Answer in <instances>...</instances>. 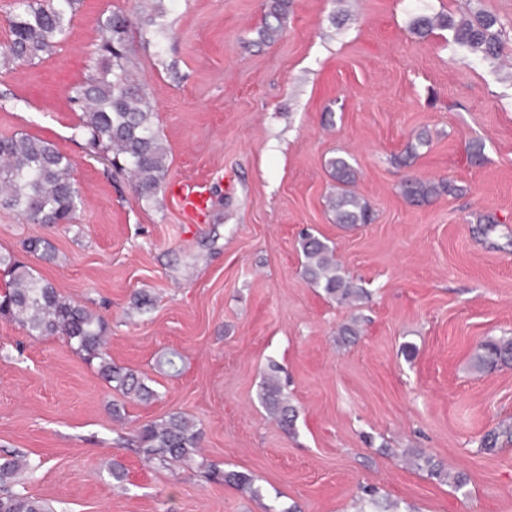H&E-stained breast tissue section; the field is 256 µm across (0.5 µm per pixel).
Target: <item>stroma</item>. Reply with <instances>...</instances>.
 Returning a JSON list of instances; mask_svg holds the SVG:
<instances>
[{"instance_id": "obj_1", "label": "stroma", "mask_w": 512, "mask_h": 512, "mask_svg": "<svg viewBox=\"0 0 512 512\" xmlns=\"http://www.w3.org/2000/svg\"><path fill=\"white\" fill-rule=\"evenodd\" d=\"M140 5L82 0L53 55L0 73V135L52 142L83 199L72 224L0 208V252L101 316L113 363L158 393L113 417L120 396L97 365L0 317V457L42 463L19 491L57 512H356L367 486L413 512H512V367H472L482 342L512 336V247L501 230L473 232L483 216L512 227V0H291L284 36L259 49L266 0H164L171 37L160 50L135 38L133 55L169 149L166 182L210 184L199 223L167 192L139 198L74 135L71 91L102 17ZM419 7L495 14L500 61L466 58L448 30L414 35ZM421 134L413 165L394 164ZM345 153L372 223L344 227L327 208L326 162ZM410 175L461 192L416 205L401 191ZM306 229L335 245L363 300L308 282ZM33 239L46 250L27 252ZM355 315L359 336L339 342ZM172 350L176 374L158 365ZM271 359L298 411L292 435L257 399ZM173 412L194 421L199 453L159 468L127 440ZM491 433L496 447H483ZM413 452L465 485L411 467ZM225 470L260 476V497Z\"/></svg>"}]
</instances>
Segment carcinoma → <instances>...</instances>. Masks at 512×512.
Wrapping results in <instances>:
<instances>
[{
	"label": "carcinoma",
	"instance_id": "carcinoma-1",
	"mask_svg": "<svg viewBox=\"0 0 512 512\" xmlns=\"http://www.w3.org/2000/svg\"><path fill=\"white\" fill-rule=\"evenodd\" d=\"M163 0H155L152 10L133 20L123 11H112L100 22V39L91 74L72 90L71 102L81 112L76 135L86 149L104 155L108 163L127 172L137 195L149 199L161 189L168 157L167 146L155 123L148 101L145 80L134 65L130 44L134 30L153 35L156 44L167 36L163 23ZM80 0H17L10 19V37L0 42V62L5 66L34 63L51 55L66 38L68 26ZM289 0H269L256 43L273 44L283 36ZM497 17L489 12L471 20L448 14L421 13L412 20V30L426 37L436 29L453 32L456 45L482 60H498L502 55L501 31ZM327 165L342 188L328 199V207L338 224H369L370 208L350 189L356 182L353 167L343 156L332 157ZM70 159L50 141L26 133L0 137V208L18 211L34 224H71L81 205L80 190L72 175ZM447 181L432 182L409 177L402 184L403 195L424 201L442 192L454 193ZM303 273L324 293L342 302L359 300L363 288L353 284L335 258V246L312 233L300 237ZM4 287L0 289V314L18 320L32 335L64 336L70 346L89 363L97 362L99 373L123 399L147 403L156 392L131 369L112 364L104 340L103 319L63 295L54 285L17 262L9 253H0ZM474 368L485 371L512 365V339H489L473 358ZM279 365L271 360L264 371L258 398L266 412L286 432L295 428L296 408L284 392ZM200 432L185 415L169 414L160 422L146 424L130 439L143 459L166 468L173 462L189 464L198 453ZM414 467L440 480L453 477L462 486L464 477L450 472L430 457L414 459ZM34 465L14 454L0 460V512H54L43 500L13 490L23 472ZM224 483L252 496L261 494L258 477L240 471L223 472ZM392 512L394 504L376 498L361 500L358 512Z\"/></svg>",
	"mask_w": 512,
	"mask_h": 512
}]
</instances>
